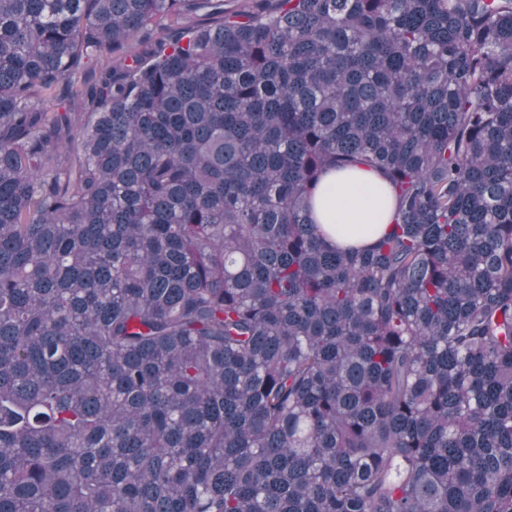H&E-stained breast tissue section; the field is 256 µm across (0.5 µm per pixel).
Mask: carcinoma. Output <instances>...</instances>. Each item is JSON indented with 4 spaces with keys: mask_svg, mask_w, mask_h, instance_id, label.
<instances>
[{
    "mask_svg": "<svg viewBox=\"0 0 512 512\" xmlns=\"http://www.w3.org/2000/svg\"><path fill=\"white\" fill-rule=\"evenodd\" d=\"M194 9L0 0V512H512V0H250L42 107ZM382 188L384 201L377 194ZM391 189L375 172L355 169L327 174L312 200L313 215L330 234L327 241L332 245L367 244L373 239L365 229L371 224L390 222L393 207L389 201ZM330 224L341 226L348 236L333 234Z\"/></svg>",
    "mask_w": 512,
    "mask_h": 512,
    "instance_id": "1",
    "label": "carcinoma"
}]
</instances>
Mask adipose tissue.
<instances>
[{"mask_svg":"<svg viewBox=\"0 0 512 512\" xmlns=\"http://www.w3.org/2000/svg\"><path fill=\"white\" fill-rule=\"evenodd\" d=\"M384 181L375 172L355 169L327 174L312 200L313 215L318 223L341 226L342 234L330 235V244H366L372 237L367 226L388 224L393 207L381 199L378 191Z\"/></svg>","mask_w":512,"mask_h":512,"instance_id":"1","label":"adipose tissue"}]
</instances>
